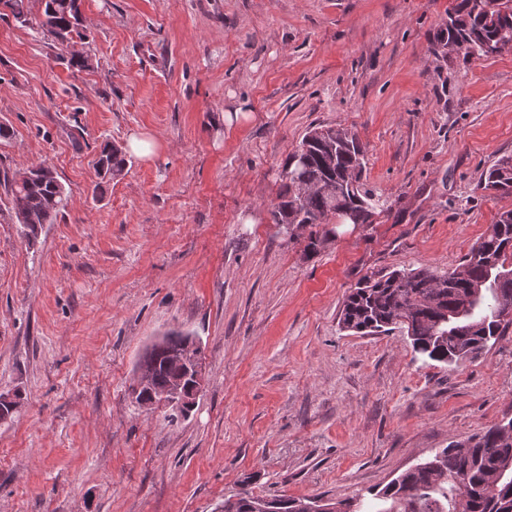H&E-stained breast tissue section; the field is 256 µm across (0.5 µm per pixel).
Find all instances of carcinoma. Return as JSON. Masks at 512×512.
<instances>
[{
    "label": "carcinoma",
    "instance_id": "obj_1",
    "mask_svg": "<svg viewBox=\"0 0 512 512\" xmlns=\"http://www.w3.org/2000/svg\"><path fill=\"white\" fill-rule=\"evenodd\" d=\"M32 0H0L13 17L27 21ZM41 34L70 47L83 39L79 0H38ZM462 46L465 57H488L484 47L512 42V0H461L448 14L437 38L435 54L448 43ZM127 164L125 153L107 143L96 161L110 180ZM365 150L356 134L344 128L313 127L283 166V190L271 210L275 224H327L351 213L356 224H371L379 200L363 183ZM483 189L512 194V155L498 158L481 180ZM18 223L36 236L54 222L69 194L57 176L40 165L3 179ZM512 209L500 213L470 248L461 266L451 272L429 269L378 271L365 275L346 296L340 313L342 329L361 335L385 333L397 326L424 358L459 365L473 359L504 334L512 318ZM185 335L173 333L167 347L147 364L152 386L165 392L181 369L170 363L168 349ZM329 506L328 512H512V419L491 425L458 448L450 445L400 474L366 502L322 498L263 497L238 494L233 512H307Z\"/></svg>",
    "mask_w": 512,
    "mask_h": 512
}]
</instances>
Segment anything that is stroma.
Returning a JSON list of instances; mask_svg holds the SVG:
<instances>
[{
	"label": "stroma",
	"instance_id": "35a3bbf8",
	"mask_svg": "<svg viewBox=\"0 0 512 512\" xmlns=\"http://www.w3.org/2000/svg\"><path fill=\"white\" fill-rule=\"evenodd\" d=\"M459 0H81L90 58L0 10V178L44 163L70 193L30 240L0 190V512H217L243 491L367 496L512 418V327L460 366L400 331L342 330L377 270L459 267L512 195V48L434 55ZM245 117L225 123V112ZM314 126L366 148L368 226L270 210ZM154 138L106 181L103 143ZM201 343L192 409L134 403L151 341ZM483 189L492 190L500 195L512 194V155L498 158L486 171L481 180Z\"/></svg>",
	"mask_w": 512,
	"mask_h": 512
}]
</instances>
